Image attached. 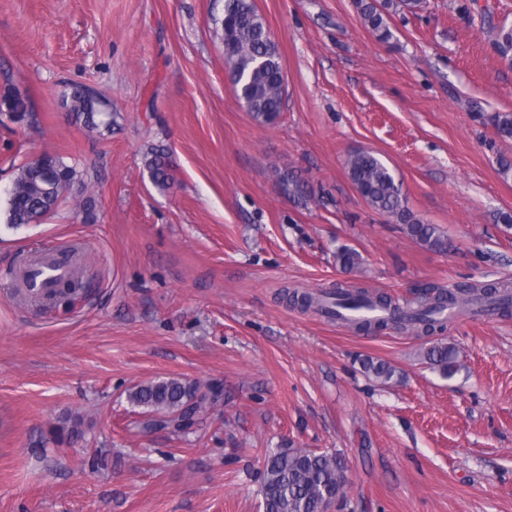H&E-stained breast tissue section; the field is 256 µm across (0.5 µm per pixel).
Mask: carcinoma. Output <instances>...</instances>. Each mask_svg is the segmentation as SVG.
I'll return each mask as SVG.
<instances>
[{
    "label": "carcinoma",
    "mask_w": 512,
    "mask_h": 512,
    "mask_svg": "<svg viewBox=\"0 0 512 512\" xmlns=\"http://www.w3.org/2000/svg\"><path fill=\"white\" fill-rule=\"evenodd\" d=\"M356 8L364 24L376 39L389 42L393 33L384 20L379 0H356ZM221 39L224 43V62L230 79L237 88L238 96L255 119L275 123L281 114L285 97L284 72L280 55L269 28L258 13L254 0H224V17L220 20ZM494 45L499 55L512 61V28H493ZM26 97L17 91H7L0 96V110L13 106L19 109L16 121L29 122L34 114L25 105ZM67 111L84 123L91 131L100 125H110L109 113L103 102L93 97L83 85L72 86L63 100ZM497 135L512 139V113H499L493 118ZM146 168L153 184L168 189L174 183V175L162 150H154L146 158ZM348 176L367 203L376 211L387 214L404 225L412 239L433 249L443 250L447 239L436 224H425L408 209L401 185L390 169L374 154L357 151L347 161ZM82 183L75 167L62 157L43 153L16 168L15 177L8 192L6 220L11 225L39 223L64 202L65 193ZM360 254L343 248L336 252V263L344 269L361 264ZM78 281L62 284L51 296L55 301L76 300ZM497 288L481 291L462 289L457 293H440L416 310L403 311L392 305L383 295L372 296L355 288H336L335 309L326 307L324 298L305 295L302 301L316 305L317 310L330 318L341 319L342 311L362 304L393 307L395 315L389 319L355 324L359 330L383 328L388 325L411 327L420 334H432L444 329L439 315L447 306L491 302L496 308L507 309L512 299L507 295L496 296ZM425 358L445 377L457 371L453 350L446 344L427 348ZM368 375L390 383L396 370L383 360L372 358L362 361ZM198 385L182 378H166L151 381L133 388L128 393L131 404L145 409L146 419L139 422L144 429L156 427L170 430L175 435L188 430L206 409V404L196 400ZM346 478L340 456L327 451L307 448H278L268 454L261 472V507L263 512H324L328 502L346 497Z\"/></svg>",
    "instance_id": "cac0c4a2"
}]
</instances>
